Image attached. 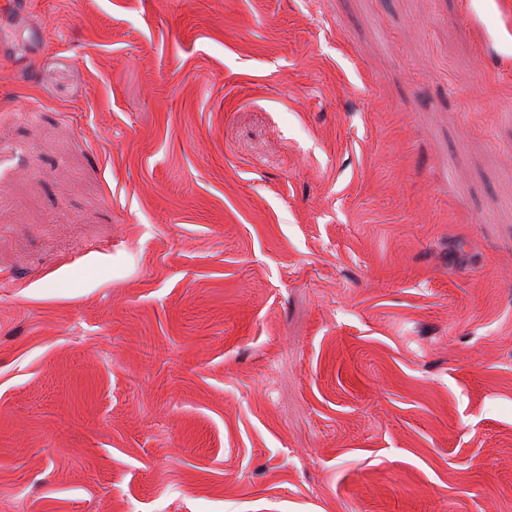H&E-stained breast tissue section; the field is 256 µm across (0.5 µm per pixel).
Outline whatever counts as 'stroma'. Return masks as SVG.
I'll return each mask as SVG.
<instances>
[{"label":"stroma","instance_id":"obj_1","mask_svg":"<svg viewBox=\"0 0 512 512\" xmlns=\"http://www.w3.org/2000/svg\"><path fill=\"white\" fill-rule=\"evenodd\" d=\"M0 41V512H512V0Z\"/></svg>","mask_w":512,"mask_h":512}]
</instances>
